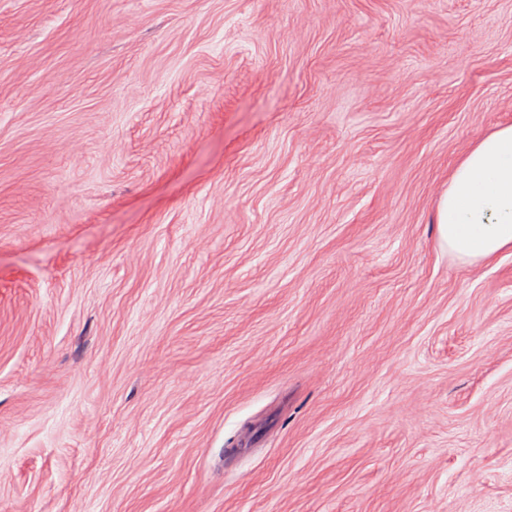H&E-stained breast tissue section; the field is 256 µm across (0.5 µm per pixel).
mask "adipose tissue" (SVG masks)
<instances>
[{
	"mask_svg": "<svg viewBox=\"0 0 512 512\" xmlns=\"http://www.w3.org/2000/svg\"><path fill=\"white\" fill-rule=\"evenodd\" d=\"M437 224L442 245L461 263L512 249V125L481 138L454 169Z\"/></svg>",
	"mask_w": 512,
	"mask_h": 512,
	"instance_id": "ef3b65f1",
	"label": "adipose tissue"
}]
</instances>
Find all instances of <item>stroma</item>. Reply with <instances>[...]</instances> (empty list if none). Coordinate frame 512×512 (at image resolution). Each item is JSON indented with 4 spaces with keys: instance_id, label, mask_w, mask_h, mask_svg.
Wrapping results in <instances>:
<instances>
[{
    "instance_id": "obj_1",
    "label": "stroma",
    "mask_w": 512,
    "mask_h": 512,
    "mask_svg": "<svg viewBox=\"0 0 512 512\" xmlns=\"http://www.w3.org/2000/svg\"><path fill=\"white\" fill-rule=\"evenodd\" d=\"M508 124L512 0H0V512H512ZM437 224L442 245L463 264L512 249V125L481 138L454 169Z\"/></svg>"
}]
</instances>
